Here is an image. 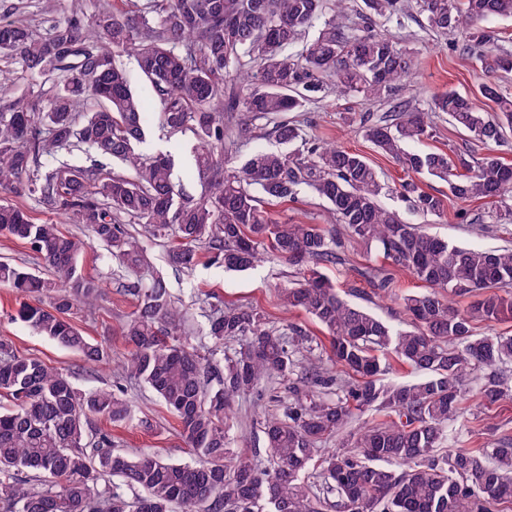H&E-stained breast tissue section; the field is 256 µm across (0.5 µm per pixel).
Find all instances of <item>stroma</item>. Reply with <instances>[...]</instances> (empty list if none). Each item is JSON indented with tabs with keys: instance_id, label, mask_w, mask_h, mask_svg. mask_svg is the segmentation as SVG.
Masks as SVG:
<instances>
[{
	"instance_id": "35a3bbf8",
	"label": "stroma",
	"mask_w": 512,
	"mask_h": 512,
	"mask_svg": "<svg viewBox=\"0 0 512 512\" xmlns=\"http://www.w3.org/2000/svg\"><path fill=\"white\" fill-rule=\"evenodd\" d=\"M105 0H59L53 12H46L41 0H0V19L21 21L36 33L43 34L55 23L69 16L74 4H81L84 14H92ZM382 33L399 46L414 53L418 67L414 74L400 82L392 97L364 101L328 88L322 98L310 104L305 111L289 113V120L300 124L306 134L320 143H336L366 156L388 182L403 179L401 167L375 151L364 139L358 123L349 122L347 113L356 112L380 119L391 112L394 103L402 102L413 109H428L435 94L448 89L475 94L477 107L484 112H495L493 102L479 97L477 87L484 82L486 73L479 68L474 54L468 53L462 38L456 34L440 35L419 24L418 15L405 16L401 23L382 25ZM434 136L419 148L423 151H443L448 154L468 152L470 144L466 134L455 128L442 112L431 115ZM194 143L191 133H169L159 124H151L146 131L144 148L149 152H170L181 163L180 176L193 195L204 189L196 172L187 164L189 151ZM419 186L428 193L445 198L447 213L444 217L424 216L411 210L397 196L382 197L385 208L397 211L408 223L419 229L447 239L448 242L468 248H512V224L497 223L496 206L479 200L468 204L449 199L448 184L436 177H418ZM275 218L281 221L329 224L327 204L311 190H302L298 198L275 206ZM148 255L156 268L169 281L170 288L189 314L188 327L197 330L204 319L202 310L209 302L227 305L256 307L266 317L269 326L282 328L298 325L311 337L310 358L318 365L328 363L329 340L323 328L310 316L300 311L287 310L281 303L278 290L294 276L288 264L265 262L246 272H227L200 261L193 273L177 270L166 262L167 241L148 240ZM382 256L369 252L357 238L344 239L341 261L324 267L323 272L345 299L369 308L373 313L394 327L406 325L394 294H386L362 277L364 269L384 266ZM85 272L102 277L108 294L93 311L79 314L77 324L91 338L108 345L111 360L98 368L96 376L80 372V359L46 337L38 335L26 324L13 318L17 308L14 294L0 287V336L8 337L17 352L36 357L45 363L69 369L75 374V383L89 389L115 382H123L126 396L133 401L139 416L151 422V429L138 427L118 428L113 432L116 448L133 454L157 455L172 461H184L188 449L180 438V426L163 402L148 387L137 382L122 381V361L129 351L121 327L135 308L132 299L124 297L120 288L125 281L124 272L117 267L99 243L93 244L83 258ZM288 400V385L277 381L263 385L258 391L236 398L232 434L236 448L254 457L259 464H266L263 434L259 423L265 418L279 415L281 406ZM512 438V399L486 407L478 405L472 396H465L458 420L450 428L449 448H490L502 438Z\"/></svg>"
}]
</instances>
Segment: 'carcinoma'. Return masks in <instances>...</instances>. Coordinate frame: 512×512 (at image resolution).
Masks as SVG:
<instances>
[{
    "label": "carcinoma",
    "instance_id": "obj_1",
    "mask_svg": "<svg viewBox=\"0 0 512 512\" xmlns=\"http://www.w3.org/2000/svg\"><path fill=\"white\" fill-rule=\"evenodd\" d=\"M347 0H127V9L102 6L90 17L80 9L44 36L19 21L0 22V56L27 80L0 74V235L25 242L44 261L45 276L0 262V285L19 300L15 319L77 353L90 372L107 363L110 348L83 335L75 315L99 306L103 280L81 265L90 242L135 273L120 292L135 300L122 325L130 346L122 373L153 390L179 420L192 458L174 463L130 455L113 447L112 428L134 419L133 405L110 387L82 390L72 375L17 354L0 336V512H489L512 505V442L492 449L441 448L448 422L460 413L466 377L476 369L512 363V336H480L476 325L512 319V249L453 246L418 230L379 198L398 193L416 212L441 216L445 201L415 180L448 181L452 197L500 205L512 221V165L494 154L468 161L444 153H412L407 146L433 136L428 113L395 107L376 121L356 118L363 137L398 162L407 178L391 187L368 159L306 137L286 114L302 112L324 91L367 101L382 99L416 68L413 53L373 30L406 16L401 0H363L356 27L345 29ZM424 28L458 32L467 45L490 44L483 22L512 18V0H415ZM322 26L297 54L290 52L316 21ZM133 50L162 104L159 124L189 131L193 165L205 190L189 194L174 175L168 153L139 151L147 121L141 99L114 56ZM486 73L512 71V54L480 53ZM53 82L46 94L40 83ZM480 94L496 112L480 111L468 96L447 90L431 110L448 114L470 140L492 149L512 130V99L492 81ZM35 96L37 103L28 101ZM259 119L274 120V137L292 152L257 150L243 162L228 158L227 141L257 137ZM64 152L56 166L48 158ZM112 161L84 166L77 154ZM306 186L331 206L335 227L294 224L268 207L293 201ZM28 196L59 210L86 235L60 224L36 223L11 202ZM127 224L171 242L167 262L194 270L202 253L227 271H245L275 257L297 267L300 279L280 290L283 304L326 331L340 381L323 368H307L297 354L309 348L300 327L272 328L250 306H216L199 329L204 357L189 343L187 312L166 280L147 261V249ZM375 249L393 266L424 283L400 304L411 329H397L345 300L319 267L341 261L336 226ZM366 277L384 292L393 278L384 269ZM483 297L460 309L449 295ZM238 349L218 360L224 343ZM392 356L423 374L418 381L385 384ZM288 382L282 416L262 427L270 465L234 450L232 400L263 382ZM512 398L492 375L475 393L484 406ZM392 416L366 426L335 451L316 457L317 443L339 436L354 412ZM107 427L92 430V418ZM141 495L131 499L128 492ZM334 499H328V496Z\"/></svg>",
    "mask_w": 512,
    "mask_h": 512
}]
</instances>
